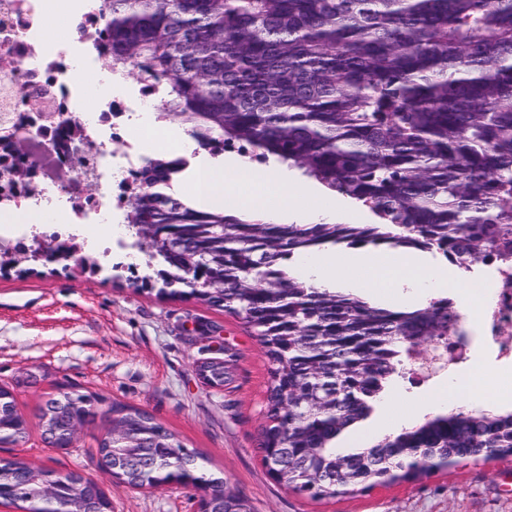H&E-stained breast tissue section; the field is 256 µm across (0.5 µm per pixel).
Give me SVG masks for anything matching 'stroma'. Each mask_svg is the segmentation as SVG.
<instances>
[{
    "label": "stroma",
    "mask_w": 512,
    "mask_h": 512,
    "mask_svg": "<svg viewBox=\"0 0 512 512\" xmlns=\"http://www.w3.org/2000/svg\"><path fill=\"white\" fill-rule=\"evenodd\" d=\"M153 272L91 273L80 266L24 262L0 271V385L11 389L28 418L29 437L0 445V459L33 468L75 472L101 484L112 512H196L194 490L170 486L147 492L114 483L91 455L105 419L84 427L73 448L47 447L37 425L40 407L70 386L152 414L184 448L203 457L208 474L226 480L252 512H512V460L463 461L418 480L380 484L364 493L313 499L278 483L260 451L267 423L272 365L254 329L239 317L189 297L163 295ZM216 330L224 339V383L199 373L209 354L194 331ZM466 360L451 362L431 381L406 374L376 401L373 414L351 435L364 446L385 410L426 404L449 375L478 373L482 384L505 396L512 412V359L495 348L469 345Z\"/></svg>",
    "instance_id": "1"
}]
</instances>
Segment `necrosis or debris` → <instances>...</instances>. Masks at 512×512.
Returning a JSON list of instances; mask_svg holds the SVG:
<instances>
[{
	"instance_id": "necrosis-or-debris-1",
	"label": "necrosis or debris",
	"mask_w": 512,
	"mask_h": 512,
	"mask_svg": "<svg viewBox=\"0 0 512 512\" xmlns=\"http://www.w3.org/2000/svg\"><path fill=\"white\" fill-rule=\"evenodd\" d=\"M34 2L0 0V206L25 203L52 209L63 197L78 219L104 223L121 212L128 189L139 185L144 161L130 147L114 153L112 142L118 137L129 144L135 141L127 123L129 114L153 100L157 82L140 79L136 97L104 100L97 121H90L82 82L69 63L71 47L45 38V15L36 11ZM103 13L102 0H93L76 33V45L94 61L108 53ZM17 84L45 91L67 125L53 124L31 111L26 98L9 94V87ZM59 137L70 140L71 157L49 150V142ZM23 162L37 165L36 186L2 176V169ZM462 286L481 298L470 313L475 328L487 336L512 332V270L503 271L492 263L487 272L465 277Z\"/></svg>"
}]
</instances>
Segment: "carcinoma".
Returning <instances> with one entry per match:
<instances>
[{
    "mask_svg": "<svg viewBox=\"0 0 512 512\" xmlns=\"http://www.w3.org/2000/svg\"><path fill=\"white\" fill-rule=\"evenodd\" d=\"M114 72L161 82L159 118L197 142H235L360 201L378 224H269L202 209L170 192L185 163L153 160L128 200L129 247L144 254L170 295L188 294L241 317L273 365H288L267 393L261 444L277 482L301 491L308 470L329 499L386 481L414 480L461 461L512 458V412L458 409L345 453L336 440L418 362L409 346L457 336L448 299L392 310L314 288L282 261L332 247L435 251L464 270L512 259V0H104ZM135 224H160L170 234ZM88 394L41 407V437L82 416ZM0 444L28 436L16 400L0 391ZM98 441L136 487L190 479L224 501L244 497L209 476L196 454L149 413L114 402ZM158 447L143 467L141 440ZM0 460V486L23 512H79L86 479L56 501Z\"/></svg>",
    "mask_w": 512,
    "mask_h": 512,
    "instance_id": "obj_1",
    "label": "carcinoma"
}]
</instances>
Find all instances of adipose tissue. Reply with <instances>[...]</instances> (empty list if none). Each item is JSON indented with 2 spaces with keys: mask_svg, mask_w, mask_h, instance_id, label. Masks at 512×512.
I'll return each instance as SVG.
<instances>
[{
  "mask_svg": "<svg viewBox=\"0 0 512 512\" xmlns=\"http://www.w3.org/2000/svg\"><path fill=\"white\" fill-rule=\"evenodd\" d=\"M164 136L176 155L188 158L187 187L202 206L220 209L229 203L244 214L275 224H332L336 219L352 220L359 214L351 202L321 195L313 187L297 182L286 168L259 169L241 158L218 162L198 154L196 144L177 130H165ZM295 272L317 288L390 293L407 288L428 294L459 287L456 272L432 264L411 250L341 253L327 248L299 261ZM486 398L478 376L472 374L449 376L447 389L435 393L432 400L451 409H466L485 404Z\"/></svg>",
  "mask_w": 512,
  "mask_h": 512,
  "instance_id": "ef3b65f1",
  "label": "adipose tissue"
}]
</instances>
